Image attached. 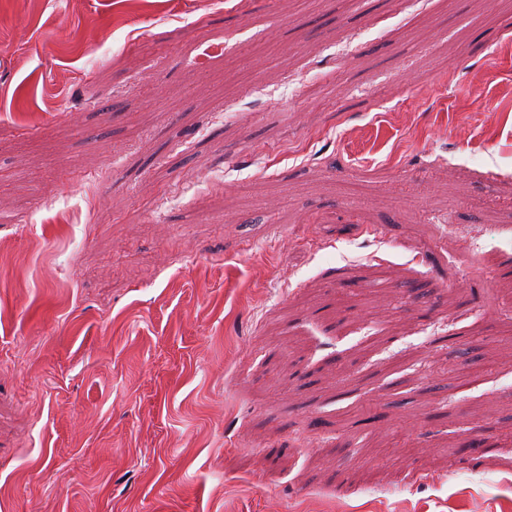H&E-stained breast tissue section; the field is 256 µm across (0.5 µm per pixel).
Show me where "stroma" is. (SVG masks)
<instances>
[{"instance_id": "stroma-1", "label": "stroma", "mask_w": 512, "mask_h": 512, "mask_svg": "<svg viewBox=\"0 0 512 512\" xmlns=\"http://www.w3.org/2000/svg\"><path fill=\"white\" fill-rule=\"evenodd\" d=\"M490 252L505 0H0V512H512Z\"/></svg>"}]
</instances>
